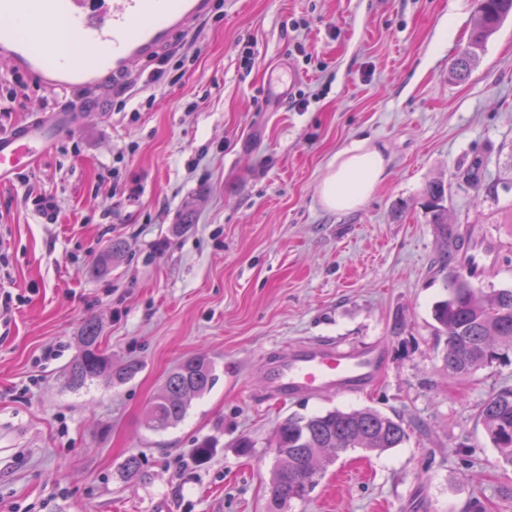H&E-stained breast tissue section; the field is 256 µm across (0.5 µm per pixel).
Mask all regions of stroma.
Wrapping results in <instances>:
<instances>
[{
	"mask_svg": "<svg viewBox=\"0 0 512 512\" xmlns=\"http://www.w3.org/2000/svg\"><path fill=\"white\" fill-rule=\"evenodd\" d=\"M211 4L168 41L191 58L178 81L146 85L156 61L143 60L125 110L78 114L26 180L0 185V512H265L275 425L366 407L399 415L407 439L339 454L286 512H512V467L477 417L512 387V364L445 369L432 308L460 267L436 275L422 206L444 180L449 227L483 257L472 284L512 288V17L458 82L475 0ZM73 100L0 62V129ZM363 138L388 159L384 182L358 209L324 208L329 162ZM475 163L476 184L463 177ZM116 178L138 198L113 195ZM39 194L56 223L34 210ZM115 239L123 260L91 276ZM88 322L114 364L141 363L133 379L67 384ZM318 338L382 345L379 380L269 399L263 364ZM199 355L214 387L177 425L146 428L167 374Z\"/></svg>",
	"mask_w": 512,
	"mask_h": 512,
	"instance_id": "1",
	"label": "stroma"
}]
</instances>
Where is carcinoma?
Instances as JSON below:
<instances>
[{
	"label": "carcinoma",
	"mask_w": 512,
	"mask_h": 512,
	"mask_svg": "<svg viewBox=\"0 0 512 512\" xmlns=\"http://www.w3.org/2000/svg\"><path fill=\"white\" fill-rule=\"evenodd\" d=\"M478 22L467 45L454 60L450 74L463 80L480 61L481 54L499 25L512 15V0H478ZM424 208L435 225L446 252L459 248L462 239L448 232L447 186L441 180L428 183ZM127 245L115 239L89 269L92 275L107 270L125 252ZM448 299L437 302L433 318L446 336L443 360L448 372L467 377L495 363H512V289L487 295L459 274L449 282ZM82 351L67 372L68 384L81 388L87 382L107 377L124 381L139 370L135 362L116 366L99 344L98 326L88 322L81 335ZM215 380L214 366L204 357L182 361L167 376L151 402L146 426L163 431L178 423L188 403L206 392ZM478 418L502 462L512 466V388L494 392L479 407ZM407 438L403 419L371 408L330 410L311 416L291 415L279 422L270 447L279 449L268 484L267 512H282L283 503L307 496L305 488L318 480L317 463L350 449L382 453L398 447Z\"/></svg>",
	"instance_id": "carcinoma-1"
}]
</instances>
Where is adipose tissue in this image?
I'll return each mask as SVG.
<instances>
[{
  "instance_id": "adipose-tissue-1",
  "label": "adipose tissue",
  "mask_w": 512,
  "mask_h": 512,
  "mask_svg": "<svg viewBox=\"0 0 512 512\" xmlns=\"http://www.w3.org/2000/svg\"><path fill=\"white\" fill-rule=\"evenodd\" d=\"M388 161L368 141H355L339 150L319 185V201L327 209L361 207L385 180Z\"/></svg>"
}]
</instances>
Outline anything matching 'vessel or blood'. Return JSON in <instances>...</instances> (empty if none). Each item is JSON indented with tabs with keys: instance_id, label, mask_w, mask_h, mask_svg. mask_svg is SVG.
I'll list each match as a JSON object with an SVG mask.
<instances>
[{
	"instance_id": "vessel-or-blood-1",
	"label": "vessel or blood",
	"mask_w": 512,
	"mask_h": 512,
	"mask_svg": "<svg viewBox=\"0 0 512 512\" xmlns=\"http://www.w3.org/2000/svg\"><path fill=\"white\" fill-rule=\"evenodd\" d=\"M208 0H0V60L48 91H88L74 109L37 112L20 129L0 134V185L36 168L57 139L75 130V112L104 111L106 79L123 83L136 65L169 37L203 17ZM79 41L60 52L57 25ZM384 363L378 347L308 341L264 368L273 399L355 393L370 385Z\"/></svg>"
}]
</instances>
